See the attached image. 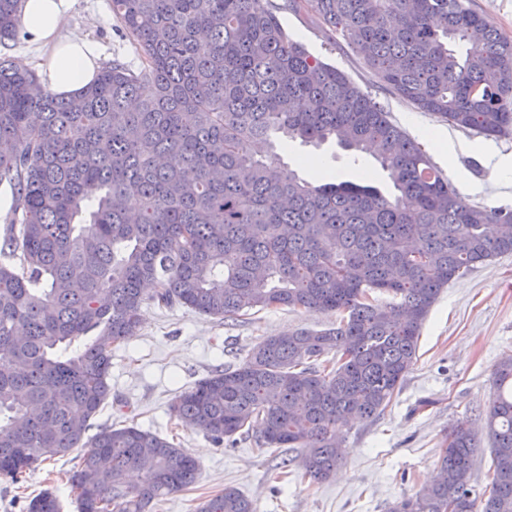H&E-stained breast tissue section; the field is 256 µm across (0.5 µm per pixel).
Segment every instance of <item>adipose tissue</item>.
Returning <instances> with one entry per match:
<instances>
[{
    "instance_id": "obj_1",
    "label": "adipose tissue",
    "mask_w": 512,
    "mask_h": 512,
    "mask_svg": "<svg viewBox=\"0 0 512 512\" xmlns=\"http://www.w3.org/2000/svg\"><path fill=\"white\" fill-rule=\"evenodd\" d=\"M71 0H24L20 27L29 42L49 47L40 62L43 84L66 99L78 98L95 78L100 59L97 43L82 32L62 35Z\"/></svg>"
}]
</instances>
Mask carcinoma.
I'll return each instance as SVG.
<instances>
[{
	"mask_svg": "<svg viewBox=\"0 0 512 512\" xmlns=\"http://www.w3.org/2000/svg\"><path fill=\"white\" fill-rule=\"evenodd\" d=\"M143 67H103L74 103L0 57V479L78 450L79 512H154L198 463L132 419L98 425L112 346L143 305L223 320L270 308L336 315L254 345L170 410L216 443L262 423L258 450L296 448L313 482L344 456L343 426L376 419L416 361L453 279L512 253V209L463 196L385 106L281 26L271 0H111ZM22 0H0V42ZM309 8L388 91L487 139L512 135V39L469 0H285ZM280 144L378 145L394 188L315 185ZM488 224L498 226L490 236ZM332 358L326 363L320 359ZM478 414L492 480L476 489L472 417L448 429L437 476L387 512H512V357ZM94 434H89L91 429ZM136 470L141 483L129 485ZM27 512H60L50 489ZM198 512H253L233 487Z\"/></svg>",
	"mask_w": 512,
	"mask_h": 512,
	"instance_id": "obj_1",
	"label": "carcinoma"
}]
</instances>
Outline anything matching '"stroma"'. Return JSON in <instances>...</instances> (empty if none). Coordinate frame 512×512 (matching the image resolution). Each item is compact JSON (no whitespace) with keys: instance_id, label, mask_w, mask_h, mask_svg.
<instances>
[{"instance_id":"obj_1","label":"stroma","mask_w":512,"mask_h":512,"mask_svg":"<svg viewBox=\"0 0 512 512\" xmlns=\"http://www.w3.org/2000/svg\"><path fill=\"white\" fill-rule=\"evenodd\" d=\"M278 17L290 37L375 96L413 138L447 134V156L433 161L466 198L512 206V136L488 140L437 121L388 93L359 55L329 39L312 12L283 10ZM63 29L92 33L101 65L118 60L141 66L110 0H72ZM279 154L313 182L361 176L384 194L393 191L370 154L357 155L332 142L314 148L297 141ZM335 321L334 315L305 309H268L231 321L184 308L143 306L136 335L112 350V392L97 421H118L122 406H129L140 428L173 438L198 462L196 483L165 497L157 512H196L205 496L227 486L244 494L254 512H385L388 503L418 492L436 473L448 426L485 408L495 367L512 354V253L477 265L443 290L421 329L415 364L401 388L374 421L343 428L345 458L325 481L310 482L295 470L281 475L287 449L262 452L250 438L218 446L204 433L171 421L170 405L184 389L213 369L237 366L263 338L297 328L324 329ZM76 462L71 454L45 462L20 484L0 480V512H25L27 500L47 487L60 498L62 512H78L64 480Z\"/></svg>"}]
</instances>
